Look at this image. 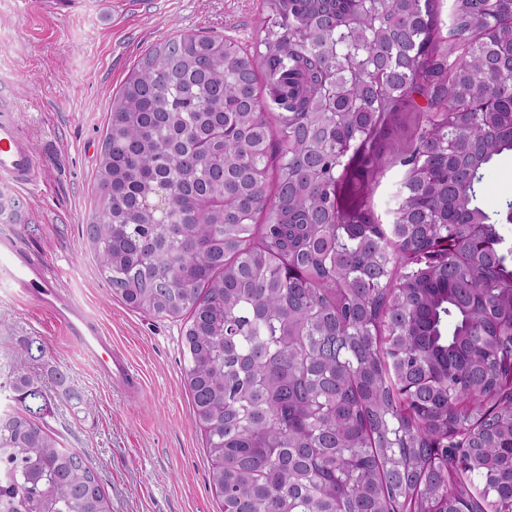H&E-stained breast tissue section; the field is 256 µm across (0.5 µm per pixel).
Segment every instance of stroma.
I'll list each match as a JSON object with an SVG mask.
<instances>
[{
    "label": "stroma",
    "mask_w": 512,
    "mask_h": 512,
    "mask_svg": "<svg viewBox=\"0 0 512 512\" xmlns=\"http://www.w3.org/2000/svg\"><path fill=\"white\" fill-rule=\"evenodd\" d=\"M259 0H85L64 12L48 0H0V91L9 90L42 161L44 184L29 192L0 182L26 221L0 218V236L64 272L61 285L99 320L139 373L142 388L111 390L92 361L35 307L0 282V363L43 376L62 370L90 404L52 396L48 425L98 470L112 512H217L204 436L183 381L182 324L148 316L110 294L86 245L98 200L97 158L113 95L151 46L179 30L250 40ZM41 339L34 360L23 342Z\"/></svg>",
    "instance_id": "stroma-1"
}]
</instances>
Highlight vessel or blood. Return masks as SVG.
<instances>
[{
    "label": "vessel or blood",
    "mask_w": 512,
    "mask_h": 512,
    "mask_svg": "<svg viewBox=\"0 0 512 512\" xmlns=\"http://www.w3.org/2000/svg\"><path fill=\"white\" fill-rule=\"evenodd\" d=\"M41 162L21 121L5 95H0V180L31 189L40 184ZM0 280L14 288L21 302L38 307L93 360L98 374L114 389L138 392L140 381L126 356L113 349L101 327L61 288L56 272L28 256L17 238L0 240Z\"/></svg>",
    "instance_id": "obj_1"
}]
</instances>
